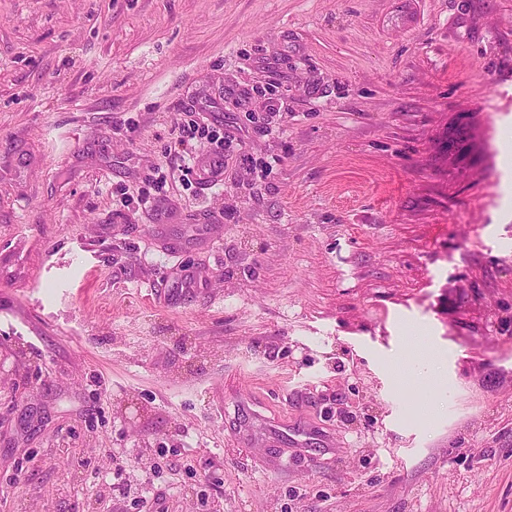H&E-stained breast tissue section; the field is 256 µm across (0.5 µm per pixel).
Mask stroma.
<instances>
[{
    "mask_svg": "<svg viewBox=\"0 0 512 512\" xmlns=\"http://www.w3.org/2000/svg\"><path fill=\"white\" fill-rule=\"evenodd\" d=\"M0 512H512V0H0Z\"/></svg>",
    "mask_w": 512,
    "mask_h": 512,
    "instance_id": "35a3bbf8",
    "label": "stroma"
}]
</instances>
